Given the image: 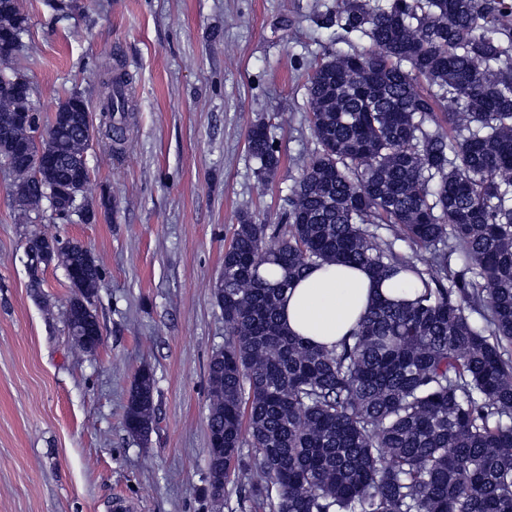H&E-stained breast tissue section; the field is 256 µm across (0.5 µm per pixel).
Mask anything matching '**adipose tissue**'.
Returning a JSON list of instances; mask_svg holds the SVG:
<instances>
[{"label":"adipose tissue","instance_id":"adipose-tissue-1","mask_svg":"<svg viewBox=\"0 0 512 512\" xmlns=\"http://www.w3.org/2000/svg\"><path fill=\"white\" fill-rule=\"evenodd\" d=\"M411 284L380 278L366 268L323 264L307 271L285 292L281 322L290 334L314 346L336 347L348 339L379 300H410Z\"/></svg>","mask_w":512,"mask_h":512}]
</instances>
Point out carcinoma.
Segmentation results:
<instances>
[{"label": "carcinoma", "mask_w": 512, "mask_h": 512, "mask_svg": "<svg viewBox=\"0 0 512 512\" xmlns=\"http://www.w3.org/2000/svg\"><path fill=\"white\" fill-rule=\"evenodd\" d=\"M507 0H340L336 26L370 48L328 55L308 86L318 148L290 189L287 223L244 216L224 250L215 300L224 347L208 367L210 436L224 437V484L241 475L271 512H512V29ZM28 16L0 0V164L12 177L15 220L74 180L85 203L84 163L94 138L67 126L86 101L68 97L42 122L18 63ZM437 90H421L420 78ZM100 112L122 140L129 111L122 74L103 81ZM44 126L55 161L15 148ZM248 147L271 178L281 157L263 123ZM395 230L386 240L381 226ZM82 281L67 326L94 296L102 271L78 241L34 237L31 287L43 255ZM463 269L451 267V259ZM359 265L402 274L410 302L378 301L358 330L325 349L279 321L282 296L307 270ZM280 277L269 280L260 268ZM486 304L477 323L467 313ZM126 413L148 437L154 377L141 370Z\"/></svg>", "instance_id": "1"}]
</instances>
